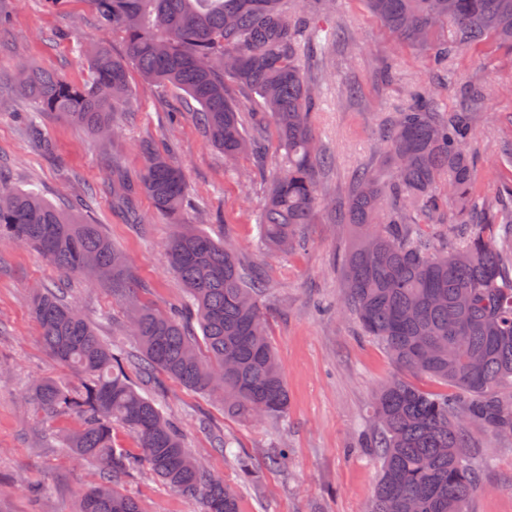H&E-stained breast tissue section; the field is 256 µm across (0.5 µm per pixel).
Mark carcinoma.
Wrapping results in <instances>:
<instances>
[{
  "mask_svg": "<svg viewBox=\"0 0 512 512\" xmlns=\"http://www.w3.org/2000/svg\"><path fill=\"white\" fill-rule=\"evenodd\" d=\"M102 28L121 37L125 54L103 43L76 52L89 71L82 84L27 68L15 84L35 111L26 126L45 154L54 145L41 116L60 112L103 142L136 112L130 68L172 85L198 105L196 124L235 164L262 160L267 142L285 165L268 188L258 219L261 243L285 251L321 206L316 171L328 156L316 142L315 91L302 56L330 36L314 13L291 0H88ZM380 25L404 44L439 59L490 40L512 48V0H363ZM260 99L246 133L231 87ZM476 135L469 113L442 114L426 92L388 123L377 167L353 178L335 222L353 230L340 260L343 305L378 340L400 374L372 403L373 430L364 447L379 463L367 512H468L479 484L469 453L470 427L512 439V203L480 202L466 151ZM145 166L131 179L112 166V207L143 224L137 199L174 220L166 243L169 270L184 284V309L158 313L138 302L126 256L92 224L35 190L0 177V242L37 250L69 275L112 281V297L129 311L130 335L148 376L161 371L183 387L224 397V413L240 421L283 418L288 388L266 329L264 288L237 252L185 218L182 168L153 141L142 143ZM41 342L56 362L82 378L77 390L53 379L33 382L31 397L50 418L79 426L64 436L78 460L98 463L103 477L83 495L79 512H139L118 480L148 469L203 512H238L236 492L192 458L176 427L129 380L121 359L59 288L31 299ZM426 376L449 389L423 390ZM126 428L139 452L112 445V425Z\"/></svg>",
  "mask_w": 512,
  "mask_h": 512,
  "instance_id": "carcinoma-1",
  "label": "carcinoma"
}]
</instances>
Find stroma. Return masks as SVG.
<instances>
[{
    "label": "stroma",
    "instance_id": "1",
    "mask_svg": "<svg viewBox=\"0 0 512 512\" xmlns=\"http://www.w3.org/2000/svg\"><path fill=\"white\" fill-rule=\"evenodd\" d=\"M312 6L319 24L343 37L335 50L305 63L318 97L315 134L331 159L318 178L320 194L345 203L356 171L374 163L388 120L422 89L433 94L443 112L461 111L466 91L482 89L483 99L471 112L476 135L468 144L477 192L493 201L512 185V163L506 160L512 152L511 50L490 42L450 54L447 64L439 65L428 52L408 48L387 33L361 0H313ZM0 12L6 18L0 25V165L13 184L38 189L61 207L75 204L77 185L88 186L80 213L100 225L126 255L134 276L146 283L142 302L166 312L185 294L164 251L174 225L144 196L138 200L144 224L126 223L112 207L113 162L138 176L144 166L141 142L151 139L160 151H172L182 167L190 206L207 212L203 232L230 244L266 280L263 303L288 387L287 418L239 421L225 415L219 403L159 371L140 383L139 391L177 425L189 453L236 491L239 512H365L377 472L362 438L373 422L376 390L399 370L357 318L340 309L339 258L348 245L346 227L329 223L321 213L304 225L301 247L288 253L263 250L256 223L267 188L284 165L281 152L272 146L262 163L226 164L199 133L194 105L183 91L156 86L135 71L130 81L137 112L118 137L99 142L49 112L41 124L55 148L44 155L22 123L29 104L12 93L19 64L80 84L88 74L77 60V43L105 42L118 54L124 43L99 27L87 0H64L55 7L44 0H0ZM54 283L63 286L65 300L81 309L113 349L138 351L107 283L64 276L38 252L0 244V512H77L81 497L100 479L97 464L74 461L61 446L74 419L47 418L27 393L39 378L78 383L71 370L46 353L30 312L33 289ZM214 427L233 451L251 457V480L213 447ZM473 437L471 455L482 480L470 512H512V440L483 428L474 429ZM269 448L287 449L280 467L265 464ZM119 487L137 501L140 512L199 509L196 501L146 470L122 479Z\"/></svg>",
    "mask_w": 512,
    "mask_h": 512
}]
</instances>
